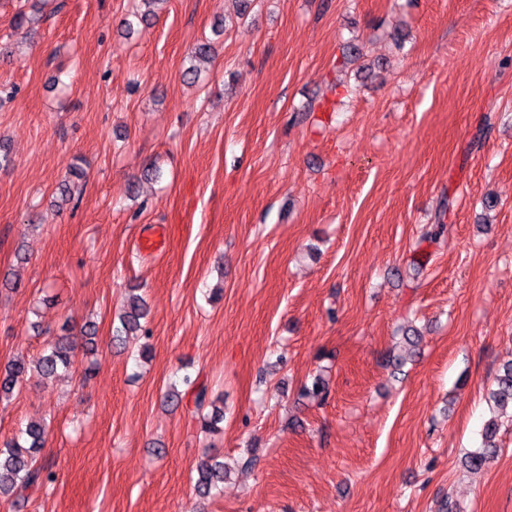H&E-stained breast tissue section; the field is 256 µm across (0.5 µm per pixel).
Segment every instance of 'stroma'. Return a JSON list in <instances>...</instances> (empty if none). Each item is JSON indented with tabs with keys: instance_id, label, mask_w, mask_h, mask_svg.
<instances>
[{
	"instance_id": "obj_1",
	"label": "stroma",
	"mask_w": 512,
	"mask_h": 512,
	"mask_svg": "<svg viewBox=\"0 0 512 512\" xmlns=\"http://www.w3.org/2000/svg\"><path fill=\"white\" fill-rule=\"evenodd\" d=\"M138 3L29 29L0 0V366L76 337L0 401L57 473L0 512H512V417L462 465L512 362V0H166L126 31ZM133 288L150 335L119 346ZM187 376L218 431L168 405ZM207 453L236 466L202 499ZM497 432L498 424L496 420L491 417L483 426L481 447L477 448L466 457L469 468L474 470L481 469L497 454L498 448L495 443Z\"/></svg>"
}]
</instances>
